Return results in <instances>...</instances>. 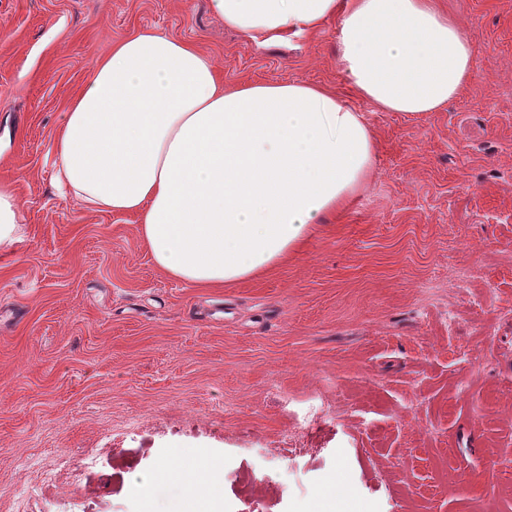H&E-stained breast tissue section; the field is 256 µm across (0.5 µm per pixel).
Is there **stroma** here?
<instances>
[{
    "label": "stroma",
    "instance_id": "1",
    "mask_svg": "<svg viewBox=\"0 0 512 512\" xmlns=\"http://www.w3.org/2000/svg\"><path fill=\"white\" fill-rule=\"evenodd\" d=\"M438 3L474 76L412 116L351 91L333 21L259 45L208 0H0V183L24 214L0 247V512H140L161 466L215 463L218 512H512V0ZM140 28L194 41L225 85L364 112L365 186L270 271L175 280L133 217L55 187L69 98Z\"/></svg>",
    "mask_w": 512,
    "mask_h": 512
}]
</instances>
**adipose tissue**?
Instances as JSON below:
<instances>
[{
  "mask_svg": "<svg viewBox=\"0 0 512 512\" xmlns=\"http://www.w3.org/2000/svg\"><path fill=\"white\" fill-rule=\"evenodd\" d=\"M257 44L338 22V63L379 109L419 115L472 78L475 50L435 0H208ZM59 187L92 212L134 215L164 273L200 288L260 275L364 185L366 120L319 86H225L190 41L140 28L96 60L54 143ZM217 482L161 471L145 512H213Z\"/></svg>",
  "mask_w": 512,
  "mask_h": 512,
  "instance_id": "adipose-tissue-1",
  "label": "adipose tissue"
}]
</instances>
